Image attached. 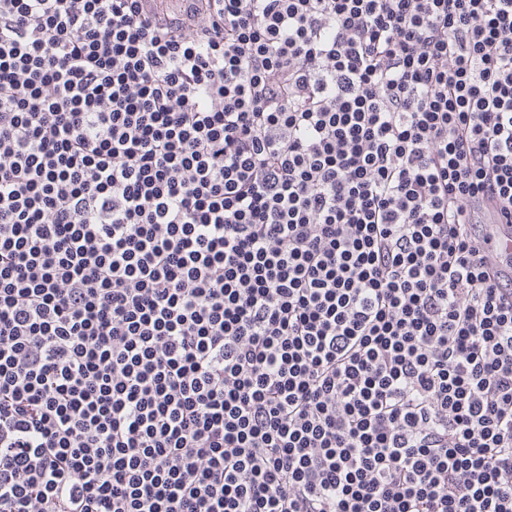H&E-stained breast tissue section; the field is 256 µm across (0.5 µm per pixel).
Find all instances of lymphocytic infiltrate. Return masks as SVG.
Instances as JSON below:
<instances>
[{
	"mask_svg": "<svg viewBox=\"0 0 512 512\" xmlns=\"http://www.w3.org/2000/svg\"><path fill=\"white\" fill-rule=\"evenodd\" d=\"M512 0H0V512H512Z\"/></svg>",
	"mask_w": 512,
	"mask_h": 512,
	"instance_id": "lymphocytic-infiltrate-1",
	"label": "lymphocytic infiltrate"
}]
</instances>
